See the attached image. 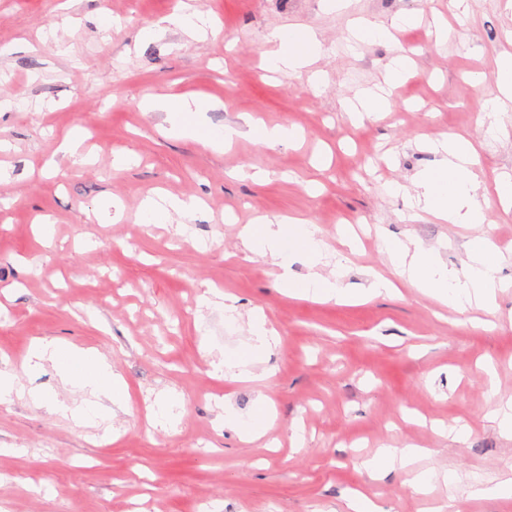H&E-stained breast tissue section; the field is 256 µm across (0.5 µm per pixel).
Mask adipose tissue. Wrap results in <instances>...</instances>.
<instances>
[{"instance_id": "1", "label": "adipose tissue", "mask_w": 512, "mask_h": 512, "mask_svg": "<svg viewBox=\"0 0 512 512\" xmlns=\"http://www.w3.org/2000/svg\"><path fill=\"white\" fill-rule=\"evenodd\" d=\"M270 42L272 48L266 61L277 70L308 68L321 50L316 34L310 30L278 29L272 33ZM407 62V56L394 57L387 66L385 87L376 92L356 94L348 102L346 110L351 122L358 123L389 111L391 88L402 77ZM206 108V103L196 98L150 99L144 104L145 111L167 113L173 127L215 148L230 145L245 136L265 146H289L300 137L293 126H268L250 117L245 118L243 124L218 129L195 123L194 115ZM426 146L438 154L437 164L420 171L411 186H394L393 194L408 198L417 217L428 214L450 224L484 223L485 216L478 199L481 183L474 171L477 152L472 142L458 135H448L427 140ZM241 236L251 253L272 258L280 270L278 285L288 297L353 304L396 291L392 281L376 275L367 288L353 292L341 287L336 273L319 271L326 244L318 227L307 220L292 216L276 222L264 220L246 225ZM382 246L397 272L411 286L461 311L470 306L491 308L498 291L507 287L499 276L505 255L485 234L465 242L466 261L459 270L448 267L437 248L418 241L408 242L386 235L382 238ZM301 257L308 260L311 271L305 278L296 279L289 276L288 269ZM248 332L249 343L244 349L212 360L214 371L234 380L271 378V370L263 368L262 363L277 343V332L259 311L252 313ZM47 364L52 365L67 383L89 391L93 396L92 401L71 406L50 400L40 392H30L31 401L46 407L49 413L94 425L107 418L110 407L127 409L125 384L113 372L107 356L99 350L36 341L30 350L28 366L33 369ZM224 422L237 427L244 441L262 438L273 425L267 397H259L254 412L247 419L240 417L232 406H225Z\"/></svg>"}]
</instances>
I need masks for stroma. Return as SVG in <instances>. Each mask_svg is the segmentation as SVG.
Wrapping results in <instances>:
<instances>
[{
    "label": "stroma",
    "mask_w": 512,
    "mask_h": 512,
    "mask_svg": "<svg viewBox=\"0 0 512 512\" xmlns=\"http://www.w3.org/2000/svg\"><path fill=\"white\" fill-rule=\"evenodd\" d=\"M467 3L462 12L448 0H0V140L10 145L0 151V369L80 405L90 393L52 366L28 370V350L38 340L95 348L131 396L108 432L25 397L0 405V512H194L208 502L219 512H345L352 491L386 512H436L451 500L460 512H512V499L469 495L475 482L512 479V438L492 420L512 403V287L490 310H453L396 279L379 239L437 247L454 269L466 239L484 232L512 255V215L493 192L512 175V107L498 138L480 125L496 60L512 54V0ZM188 10L210 19L206 34L163 25ZM399 16L418 23L389 40L350 39L352 19L387 26ZM153 26L159 34L145 39ZM288 28L315 32L320 55L311 69L269 72L267 35ZM403 49L411 72L391 112L352 126L345 99L383 83ZM150 97L214 103L197 116L207 126L250 114L302 137L274 148L242 137L216 150L173 134L165 113L143 109ZM77 126L75 158L59 145ZM448 134L476 146L483 224L409 219L385 191L433 166L423 142ZM118 153L133 163L114 166ZM162 193L203 205L180 226L142 224L143 200ZM260 216L317 224L343 258V287L378 272L395 278L397 295L288 298L271 261L248 259L242 244ZM38 217L52 244L36 233ZM211 288L237 297L235 320L200 306ZM255 308L278 333L264 362L272 380L211 376L215 353L245 346ZM165 394L184 401L172 427L154 418ZM261 394L275 423L249 444L225 426L224 406L247 416ZM406 444L425 448L418 469L452 474L455 490L438 480L420 495L402 470L359 471L360 459Z\"/></svg>",
    "instance_id": "1"
}]
</instances>
